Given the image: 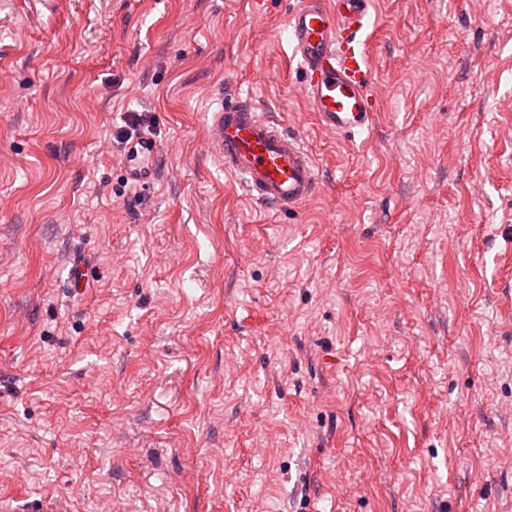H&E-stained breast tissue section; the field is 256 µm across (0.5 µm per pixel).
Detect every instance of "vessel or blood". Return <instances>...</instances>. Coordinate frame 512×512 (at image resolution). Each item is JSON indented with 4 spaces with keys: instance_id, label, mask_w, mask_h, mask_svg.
<instances>
[{
    "instance_id": "vessel-or-blood-1",
    "label": "vessel or blood",
    "mask_w": 512,
    "mask_h": 512,
    "mask_svg": "<svg viewBox=\"0 0 512 512\" xmlns=\"http://www.w3.org/2000/svg\"><path fill=\"white\" fill-rule=\"evenodd\" d=\"M370 0H300L288 15V45L303 75L301 94L325 129L361 133L372 125L365 42ZM205 151L240 177L245 195L279 212L302 208L320 191L315 160L283 121L254 99L225 92L206 117ZM129 187L151 189L162 177V147L139 132L120 146Z\"/></svg>"
}]
</instances>
